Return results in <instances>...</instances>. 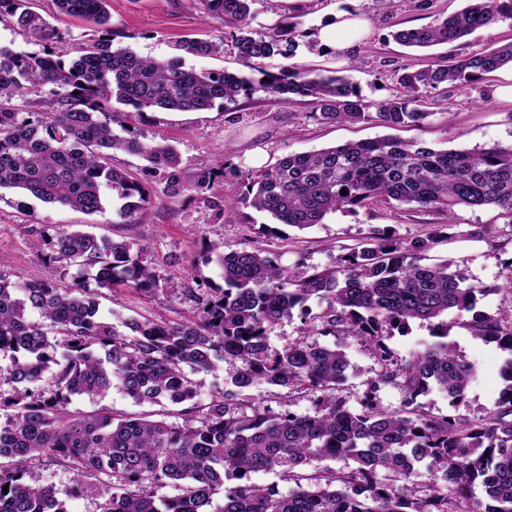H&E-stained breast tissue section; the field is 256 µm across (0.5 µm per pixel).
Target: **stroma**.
Masks as SVG:
<instances>
[{
  "mask_svg": "<svg viewBox=\"0 0 512 512\" xmlns=\"http://www.w3.org/2000/svg\"><path fill=\"white\" fill-rule=\"evenodd\" d=\"M352 4L365 22L366 30L342 56L319 52L301 43L291 63L301 69H336L357 83L372 101L394 98L400 92L397 73L406 64L445 65L466 56L481 53L512 41V19H500L469 36L450 44L417 51L391 38L399 28H420L437 23L463 9L467 0H432L429 9L419 10L414 0H393L388 11H381L375 0H257L249 20L254 35L267 32L281 15L302 7V27L322 34L335 24L342 5ZM35 9L66 37L71 55L98 38L90 24L55 12L52 0H34ZM111 37L114 45L131 47L144 56L167 58L175 53L176 40L183 37L222 35L219 21H203L198 0H109ZM187 66L196 70L228 69L245 74L274 70L273 59L243 61L232 47L223 56L186 57ZM501 80L497 73L465 85L447 89H425L423 106L430 116L424 127L402 128L395 135L402 140L420 139L439 149H481L512 144V103L495 93ZM311 105L297 100L277 103L265 93L238 97L235 102L215 106L201 113L171 114L147 112L134 118L133 125L145 140H165L179 151L190 168H204L217 158H225L240 169H247L244 153L258 151L264 162L291 153L306 152L350 141L386 135L387 130L372 124H324L311 116ZM112 164L136 178L147 179L153 190L145 214L120 217L117 198L109 196L103 211L86 214L58 204L43 203L31 195L6 190L0 192V258L4 259L12 281L23 283L50 278L65 285L71 280L63 268L45 264L34 247L35 231H70L80 228L100 238L131 240L144 245L149 261L161 280L180 281L201 243L223 242L225 250L261 249L276 256L280 265L305 271L336 266L346 247L357 243L373 228H391L396 237L411 239L443 223L441 213L417 210L406 205L372 203L354 210L328 214L322 223L299 230L278 225L276 234L264 231L266 215L251 209L217 212L206 201L171 198L162 183L145 175V162L136 155L115 154ZM485 227V239L468 238L470 230ZM431 261L452 260L454 269L469 282L484 288L477 308L489 315L512 310V294L501 286L512 273V225L493 208H459L457 219L448 228V241L430 254ZM195 267V266H192ZM199 278L220 284L213 266L195 267ZM103 312L127 316L142 314L165 322L191 318L196 304L186 296L157 292L145 294L119 287L105 292L100 299ZM470 313L452 310L447 315L448 336L459 353L477 367V375L468 389V404L462 412L470 418L483 415L498 399L505 383L500 376L504 354L497 343L471 335L466 327ZM345 351L350 367L336 395L345 408L359 412L369 382L378 366L361 341L353 336L335 339ZM250 397L270 408L272 413L292 412L311 415L316 411L313 396H285L282 389L259 385ZM35 483L53 486L68 512H95V492L82 494L72 490L71 475L51 461H43L32 470Z\"/></svg>",
  "mask_w": 512,
  "mask_h": 512,
  "instance_id": "obj_1",
  "label": "stroma"
}]
</instances>
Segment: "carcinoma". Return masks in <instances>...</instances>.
I'll return each mask as SVG.
<instances>
[{
    "mask_svg": "<svg viewBox=\"0 0 512 512\" xmlns=\"http://www.w3.org/2000/svg\"><path fill=\"white\" fill-rule=\"evenodd\" d=\"M58 13L91 22L102 36L76 57L56 48L61 37L30 6L0 0V21L10 22L42 52L21 54L0 45V190L17 189L44 203L84 213L103 208V189L117 192L118 214L144 211L148 186L111 164L129 153L164 182L169 196L203 197L214 184L236 181L235 199L213 207L251 208L277 224L299 229L341 209L395 201L445 215L492 207L512 224V147L434 149L394 136L359 140L289 154L256 171L218 159L211 167L182 166L166 142H145L127 118L150 110L198 112L261 89L277 102L304 99L323 123H373L388 129L420 127L430 113L420 107L424 88L469 82L512 63V42L448 66L403 69L401 92L374 102L337 70H300L288 64L299 46V22L285 16L253 36L248 20L256 0H199L204 17L229 29L246 61L280 57L275 72L255 79L226 69L197 71L184 56H220L224 38H184L168 59L116 47L109 37L108 0H53ZM435 26L406 28L393 38L426 48L453 43L499 17L512 18V0H468ZM51 87L50 112H20L12 100ZM118 125L123 133L113 131ZM347 194H341V190ZM437 224L423 236L400 239L375 229L339 257L332 268L292 273L262 251H224L201 245L202 262L214 264L224 286L161 282L146 249L129 240L99 239L81 229L50 234L34 230L43 260L75 268L72 283L54 280L24 286L0 269V512H67L54 489L28 481L47 459L72 474L74 491L99 487L96 512H512V316L477 310L484 289L467 282L451 261L428 263V253L448 240ZM126 286L167 289L195 299L184 322L145 315L115 325L101 309L104 290ZM326 301L314 314L312 298ZM472 313V336L493 341L507 354L506 388L478 419L434 416L417 402L432 390L452 406L467 405L474 364L448 339V323L435 325L434 341L409 358L389 345L414 320L428 323L450 310ZM299 311L323 336L358 337L379 370L354 413L337 399L350 362L343 349L299 338L274 349L275 325ZM228 365L224 388L200 403L192 376ZM50 382L42 384L45 375ZM399 383L404 406L385 409L380 386ZM255 384L286 393L317 394L313 415H273L244 395ZM118 388L136 403H149L179 423L117 413L71 409L76 397L102 399ZM344 458L352 465L309 473L313 459ZM275 471L294 483L287 496L258 485L250 475ZM391 475V482L379 474ZM236 483L224 487V480ZM9 486L3 492V486ZM480 486L483 497L476 496ZM175 493L169 494L166 489Z\"/></svg>",
    "mask_w": 512,
    "mask_h": 512,
    "instance_id": "1",
    "label": "carcinoma"
}]
</instances>
